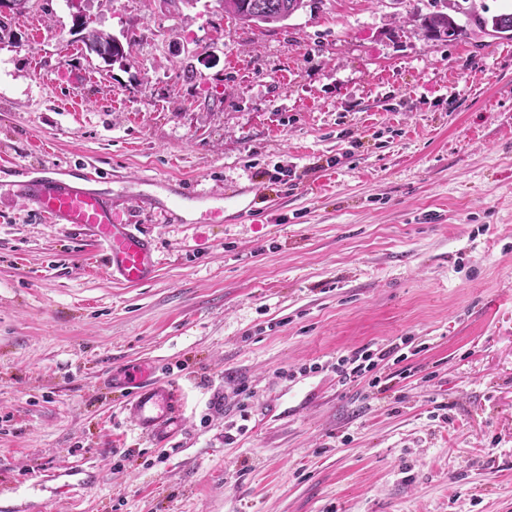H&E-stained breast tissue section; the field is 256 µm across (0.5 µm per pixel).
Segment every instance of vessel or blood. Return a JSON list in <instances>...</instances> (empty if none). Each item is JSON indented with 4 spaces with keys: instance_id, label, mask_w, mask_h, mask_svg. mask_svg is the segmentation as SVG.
Masks as SVG:
<instances>
[{
    "instance_id": "vessel-or-blood-1",
    "label": "vessel or blood",
    "mask_w": 512,
    "mask_h": 512,
    "mask_svg": "<svg viewBox=\"0 0 512 512\" xmlns=\"http://www.w3.org/2000/svg\"><path fill=\"white\" fill-rule=\"evenodd\" d=\"M6 192L34 202L60 223L86 229L101 248L107 269L126 283L139 284L154 275L152 241L133 232L103 193L60 180L11 184ZM123 384L134 392L133 423L144 438L160 443L176 432L183 404L178 384L157 381L147 362L128 369Z\"/></svg>"
}]
</instances>
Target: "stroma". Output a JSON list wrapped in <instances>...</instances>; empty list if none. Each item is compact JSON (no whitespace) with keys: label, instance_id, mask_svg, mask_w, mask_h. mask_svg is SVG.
<instances>
[{"label":"stroma","instance_id":"stroma-1","mask_svg":"<svg viewBox=\"0 0 512 512\" xmlns=\"http://www.w3.org/2000/svg\"><path fill=\"white\" fill-rule=\"evenodd\" d=\"M431 9L309 0L275 29L222 0L0 15V183L99 172L157 259L124 283L92 237L0 196L12 504L512 512V41L428 39ZM78 11L130 39L126 61L88 51ZM227 187L251 220H209ZM397 342L403 360L338 383V357ZM141 361L185 393L162 446L120 383ZM76 467L96 483L63 492Z\"/></svg>","mask_w":512,"mask_h":512}]
</instances>
